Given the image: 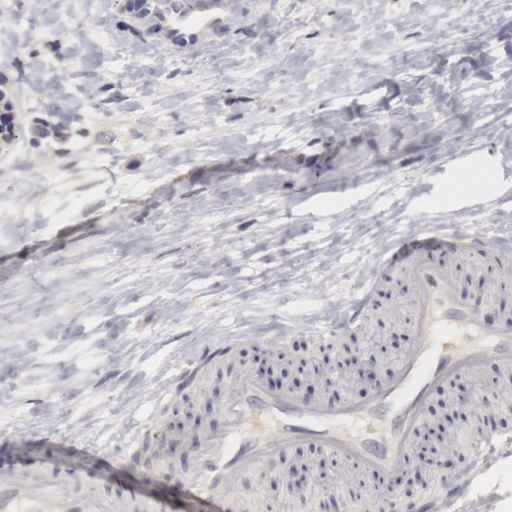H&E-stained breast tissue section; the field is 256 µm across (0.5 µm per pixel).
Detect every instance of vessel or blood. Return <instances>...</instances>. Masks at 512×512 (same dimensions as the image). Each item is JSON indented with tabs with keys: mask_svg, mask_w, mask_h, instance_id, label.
Listing matches in <instances>:
<instances>
[{
	"mask_svg": "<svg viewBox=\"0 0 512 512\" xmlns=\"http://www.w3.org/2000/svg\"><path fill=\"white\" fill-rule=\"evenodd\" d=\"M224 0H187L175 8L166 0H134L131 33L155 37L177 55H187L224 30ZM487 270L512 274V258L491 253L481 236L460 238L431 229L412 241H399L382 263V273L400 269L411 275L415 341L386 381L374 384L368 398L336 403L311 399L287 388H272L241 374L229 380L216 410L224 426L192 435L196 467L184 477L188 491L182 512H219L240 475L259 471L269 461L296 448H323L377 476L365 498L372 512H386V491L408 459L436 389L478 371L485 360L512 371V318L499 326L486 323V298L464 300L454 257ZM375 288L347 312V330H357L373 306ZM168 432L158 415L149 413L129 445L123 465L164 475L173 465L160 455ZM512 431L476 432L468 455L478 458L491 448H511ZM452 481L444 477L430 486L418 506L405 512H446ZM0 512H112L111 501L99 492L89 473L64 471L57 456L41 455L13 479L0 482Z\"/></svg>",
	"mask_w": 512,
	"mask_h": 512,
	"instance_id": "vessel-or-blood-1",
	"label": "vessel or blood"
}]
</instances>
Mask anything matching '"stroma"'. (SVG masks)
Listing matches in <instances>:
<instances>
[{"label":"stroma","mask_w":512,"mask_h":512,"mask_svg":"<svg viewBox=\"0 0 512 512\" xmlns=\"http://www.w3.org/2000/svg\"><path fill=\"white\" fill-rule=\"evenodd\" d=\"M126 0H14L0 13V79L21 118L0 150V436L25 445L46 435L102 455L97 479L115 504L133 487L180 512L187 488L120 465L144 413L162 396L183 474L195 458L175 427L223 428L213 410L232 369L272 387L336 402L366 398L355 376L326 385L315 362L370 356L389 376L412 338L406 271L391 273L374 309L338 345L317 331L374 279L372 263L421 225L484 235L512 250V121L481 126L460 89L480 82L512 113V0H228L224 33L188 57L126 30ZM37 12L48 34L27 33ZM74 120L44 135L56 115ZM83 152H74V144ZM97 178H86L89 167ZM81 202L69 219L42 203ZM464 298L488 295L493 321L512 310V280L462 270ZM231 344L228 358L201 352ZM208 380L169 394L177 368ZM475 398L465 416L453 404ZM512 399L495 362L436 390L424 421L445 424L448 512H512L507 449L476 483L465 448L476 431H512ZM312 499L247 471L224 512H346L372 479L335 464ZM439 476L410 456L393 508L418 500Z\"/></svg>","instance_id":"obj_1"}]
</instances>
